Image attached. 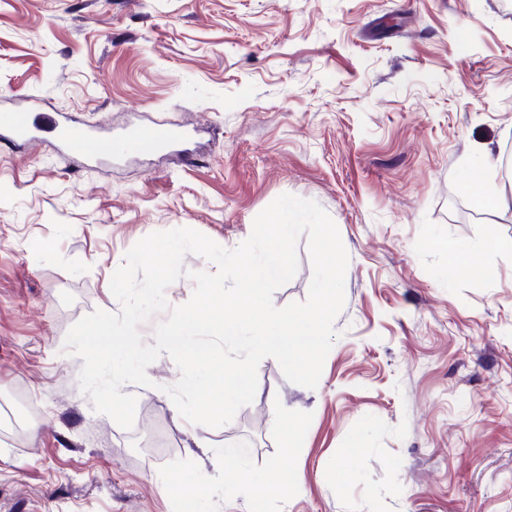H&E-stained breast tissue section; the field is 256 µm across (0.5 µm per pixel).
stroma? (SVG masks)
<instances>
[{
  "label": "stroma",
  "instance_id": "obj_1",
  "mask_svg": "<svg viewBox=\"0 0 512 512\" xmlns=\"http://www.w3.org/2000/svg\"><path fill=\"white\" fill-rule=\"evenodd\" d=\"M32 97L89 128L175 126L192 156L0 142V398L37 413L0 426V512H182L176 476L209 486L203 512H512V251L486 247L512 240V0H0V101ZM476 160L497 206L471 217ZM284 193L349 257L317 388L264 358L211 428L177 411L163 355L122 388L132 429L96 413L65 340L119 311L127 251L178 227L235 248ZM296 251L275 306L308 297ZM227 448L289 493L225 479Z\"/></svg>",
  "mask_w": 512,
  "mask_h": 512
}]
</instances>
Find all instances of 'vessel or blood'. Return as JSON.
I'll use <instances>...</instances> for the list:
<instances>
[{
	"label": "vessel or blood",
	"instance_id": "1",
	"mask_svg": "<svg viewBox=\"0 0 512 512\" xmlns=\"http://www.w3.org/2000/svg\"><path fill=\"white\" fill-rule=\"evenodd\" d=\"M53 134L59 150L89 151L97 162L106 161L114 151L112 137L94 132L80 124L72 115L44 110L37 103L13 108H0V138L26 143L42 141L44 134ZM181 137L176 132L158 127L139 126L123 138L124 148L149 153L174 143Z\"/></svg>",
	"mask_w": 512,
	"mask_h": 512
}]
</instances>
